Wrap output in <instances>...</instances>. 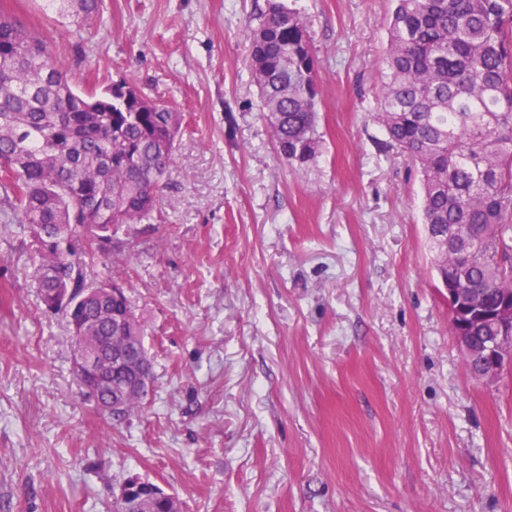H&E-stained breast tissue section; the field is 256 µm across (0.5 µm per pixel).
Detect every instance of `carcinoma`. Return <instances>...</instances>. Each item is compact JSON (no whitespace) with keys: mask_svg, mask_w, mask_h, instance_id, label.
Instances as JSON below:
<instances>
[{"mask_svg":"<svg viewBox=\"0 0 512 512\" xmlns=\"http://www.w3.org/2000/svg\"><path fill=\"white\" fill-rule=\"evenodd\" d=\"M386 81L377 106L389 143L418 169L423 220L442 282L473 288L485 303L512 286V0H396L387 19ZM260 111L279 156L313 159L321 97L302 15L266 0L248 26ZM181 116L121 80L87 93L61 67L53 39L0 15V189L12 195L0 224H25L36 243L38 297L61 309L73 335L101 362L106 337L144 326L126 289L78 302L87 269L112 262V241L157 221L155 197L171 165ZM122 388L123 416L146 396ZM142 481L137 507L115 494L112 512H175L180 503Z\"/></svg>","mask_w":512,"mask_h":512,"instance_id":"carcinoma-1","label":"carcinoma"}]
</instances>
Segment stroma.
Returning a JSON list of instances; mask_svg holds the SVG:
<instances>
[{"label": "stroma", "mask_w": 512, "mask_h": 512, "mask_svg": "<svg viewBox=\"0 0 512 512\" xmlns=\"http://www.w3.org/2000/svg\"><path fill=\"white\" fill-rule=\"evenodd\" d=\"M264 3L103 0L85 40L48 0H0L79 88L132 81L183 116L162 223L91 272L130 283L153 358L124 423L81 393L31 234L0 224V512H110L130 476L182 512H512V366L469 370L420 175L373 116L394 0H285L322 86L302 165L258 107L245 24Z\"/></svg>", "instance_id": "35a3bbf8"}]
</instances>
